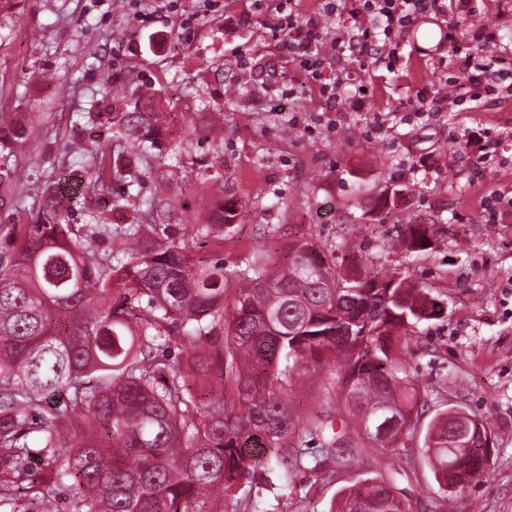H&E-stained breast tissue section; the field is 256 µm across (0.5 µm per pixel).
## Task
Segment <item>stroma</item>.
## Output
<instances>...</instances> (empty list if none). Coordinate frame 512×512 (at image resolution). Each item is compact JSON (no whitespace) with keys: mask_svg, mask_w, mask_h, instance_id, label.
<instances>
[{"mask_svg":"<svg viewBox=\"0 0 512 512\" xmlns=\"http://www.w3.org/2000/svg\"><path fill=\"white\" fill-rule=\"evenodd\" d=\"M211 2L205 15L198 0L174 11L167 0H15L0 13V114L30 126L8 158L26 180L0 184V255L57 190L73 197L69 223L170 225L192 236L191 258L221 255L230 281L253 255L282 261L292 232L324 251L361 249L372 270L409 272L442 305L400 344L422 421L460 408L491 435L489 474L457 493L455 512H512V92L457 94L440 32L449 22L462 41L487 26L494 47L512 46V0L426 18L394 70L368 53L328 57L325 82L344 81L332 105L283 48L279 0ZM422 88L446 97L443 111H419ZM145 90L166 130L136 168L100 185L91 143L110 157L134 152L102 115L131 110ZM361 92L370 106L357 112L348 99ZM211 112L224 115L217 139L199 130ZM223 195L239 216L218 251L193 227ZM408 224L434 227L430 249L386 250ZM320 458L311 443L290 487L269 474L247 512H327L351 475L317 470ZM411 465L404 496L414 512H435L433 473L419 452Z\"/></svg>","mask_w":512,"mask_h":512,"instance_id":"35a3bbf8","label":"stroma"}]
</instances>
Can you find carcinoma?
<instances>
[{
  "label": "carcinoma",
  "instance_id": "carcinoma-1",
  "mask_svg": "<svg viewBox=\"0 0 512 512\" xmlns=\"http://www.w3.org/2000/svg\"><path fill=\"white\" fill-rule=\"evenodd\" d=\"M151 93L120 112L126 142L146 151L165 130ZM29 138L24 121L0 124V147ZM67 201L43 198L40 220L0 256V509L3 512H222L257 468L282 487L321 443L337 473L374 454L386 471L335 498L329 512H413L396 490L391 458L410 459L421 408L397 341L425 315L431 293L405 271L383 277L290 238L287 261L256 257L224 300V262L192 261L189 239L167 224L66 222ZM235 203L218 204L197 234L224 243ZM410 252L430 248L429 229L407 224ZM343 329L353 335L345 336ZM184 361L170 357L173 338ZM325 371L332 411L307 418L289 393ZM197 377L213 383H189ZM435 416L425 453L448 494V425ZM464 478L489 474L483 439ZM72 492L63 507L59 491Z\"/></svg>",
  "mask_w": 512,
  "mask_h": 512
}]
</instances>
